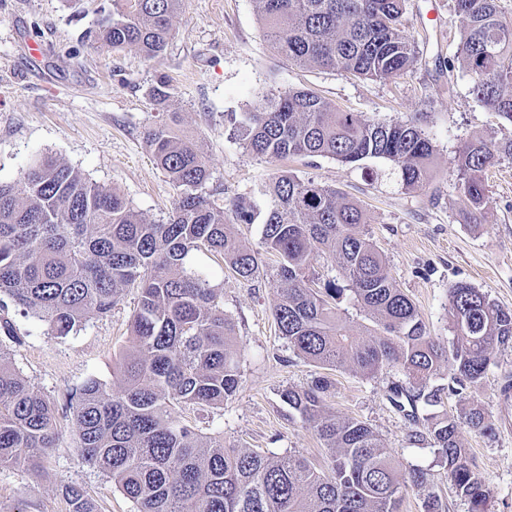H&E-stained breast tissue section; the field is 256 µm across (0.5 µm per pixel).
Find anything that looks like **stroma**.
<instances>
[{
    "label": "stroma",
    "mask_w": 512,
    "mask_h": 512,
    "mask_svg": "<svg viewBox=\"0 0 512 512\" xmlns=\"http://www.w3.org/2000/svg\"><path fill=\"white\" fill-rule=\"evenodd\" d=\"M112 0H0V181L12 183L34 160L49 155L79 169L91 181L119 192L143 219L171 212L177 191L156 165L145 131L177 118L181 133L201 139L219 202L245 197L259 217L234 225L239 242L262 252L258 278L237 281L224 264H213V281L224 286V309L235 324L241 379L223 406L182 413L186 424L224 443L277 455L299 454L323 466L313 428L282 401V389H303L321 375L279 336L273 318L276 261L262 243L270 198L263 189L281 170L341 191L363 209V229L385 258L397 285L414 302L431 336L451 339L448 290L467 283L512 309V160L489 168L490 196L483 223L466 219L456 164L472 138H512V123L488 111L474 96L471 79L454 59L466 21L454 0H406L405 26L419 58L414 67L386 80L303 67L288 62L264 38L254 0H182L165 50L146 59L133 47L98 48L93 32ZM38 45L39 58L30 55ZM167 82L169 98L152 89ZM311 89L341 110L383 123L415 117L434 145L431 178L406 189L398 169L384 159L345 165L331 157L268 160L246 150L231 133L230 118L244 119L266 95ZM138 291H120L111 311L93 316L66 337L51 336L44 322L0 301V320L19 338L15 367L44 396L59 404L57 438L40 468L0 467V512H65L62 489L81 487L99 512H137L135 504L77 450L71 416L61 406L86 380L112 383V372L130 335ZM512 373V348H494L478 389L444 396L435 411L455 416L481 406L488 434L460 426L458 439L490 492L489 512H512V418L503 414L501 384ZM325 403L336 414L366 422L402 466L431 473L426 487L403 491L398 512H424L428 498L444 512H468L448 472L437 461L431 437L411 444L413 417L392 401L394 386L408 380L391 368L371 378L344 369L327 372Z\"/></svg>",
    "instance_id": "stroma-1"
}]
</instances>
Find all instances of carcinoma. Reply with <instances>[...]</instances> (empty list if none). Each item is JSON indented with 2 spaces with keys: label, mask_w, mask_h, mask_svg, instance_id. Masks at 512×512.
<instances>
[{
  "label": "carcinoma",
  "mask_w": 512,
  "mask_h": 512,
  "mask_svg": "<svg viewBox=\"0 0 512 512\" xmlns=\"http://www.w3.org/2000/svg\"><path fill=\"white\" fill-rule=\"evenodd\" d=\"M255 2L264 37L297 65L386 79L415 61V41L403 25L405 0ZM180 4L113 0L112 12L97 22V41L112 49L134 46L152 59L171 39ZM454 8L466 19L456 61L471 75L472 93L512 123V21L498 0H454ZM229 122L244 148L266 159L384 158L399 168L406 188L428 182L434 149L414 119L375 123L311 90H288ZM146 142L177 190L160 222L144 221L120 193L48 156L17 182L0 184V295L45 322L48 334L66 336L110 312L120 290H139L117 389L90 378L66 399L85 461L111 478L137 512H397L402 488L426 486L427 471L401 469L372 428L330 411L322 398L325 377L281 392L322 441L325 471L301 455L228 448L223 436H203L179 419L182 405H224L240 382L234 323L204 258L223 257L244 283L258 277L262 258L232 232L234 224L255 221L254 206L238 197L226 208L214 200L222 191H206L211 173L202 142L170 125L148 129ZM503 158L512 159V139L475 137L459 151L461 191L475 222L488 204L484 173ZM268 193L263 240L278 258L273 317L306 361L361 377L398 367L412 390H394L396 405L404 397L436 406L441 389L429 382L440 362H448V394L459 395L481 384L491 349L512 345V310L464 283L448 292L452 340L431 336L361 230L362 210L340 192L282 173ZM325 252L348 288L334 281L312 287V260ZM346 290L374 324L363 335L351 334L336 311ZM426 421L434 452L469 512H488L489 491L458 440L462 425L492 430L484 410L473 405L456 417L431 414ZM56 425L55 403L16 369L13 350L0 345V466H38L54 447ZM63 498L68 512H98L79 487L65 486Z\"/></svg>",
  "instance_id": "carcinoma-1"
}]
</instances>
